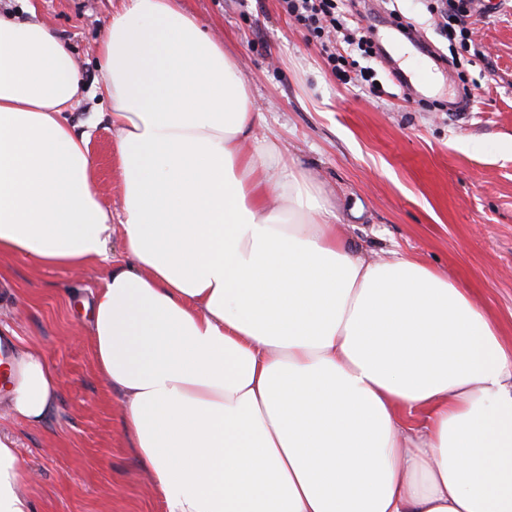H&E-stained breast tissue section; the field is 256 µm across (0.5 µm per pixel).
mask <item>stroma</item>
Here are the masks:
<instances>
[{
	"label": "stroma",
	"mask_w": 512,
	"mask_h": 512,
	"mask_svg": "<svg viewBox=\"0 0 512 512\" xmlns=\"http://www.w3.org/2000/svg\"><path fill=\"white\" fill-rule=\"evenodd\" d=\"M430 0H359L352 24L391 48L375 68L385 92L338 83L319 45L279 0H186L224 41L252 89L263 131L312 174L347 236L374 251L399 250L470 288L477 306L512 341V0H475L474 39L486 58L464 52L459 75L440 58L449 43ZM119 0H37V15L70 48L88 91L73 111L90 132L95 182L120 214L121 174L111 130L94 123L107 105L94 95L95 46ZM413 24L429 46L396 42ZM444 110L427 111L431 102ZM104 275L0 262V337L12 351L40 350L59 375L53 412L31 424L7 412L0 436L17 448L34 512H163L154 479L123 436L120 396L98 374L85 303Z\"/></svg>",
	"instance_id": "35a3bbf8"
}]
</instances>
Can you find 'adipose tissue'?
Here are the masks:
<instances>
[{
	"mask_svg": "<svg viewBox=\"0 0 512 512\" xmlns=\"http://www.w3.org/2000/svg\"><path fill=\"white\" fill-rule=\"evenodd\" d=\"M27 11L0 15V260L106 266L95 366L164 512H512V344L469 288L351 246L184 0H121L96 47L112 215L68 119L76 61ZM8 376L11 411L45 421L42 353ZM24 479L0 438V512H32Z\"/></svg>",
	"mask_w": 512,
	"mask_h": 512,
	"instance_id": "obj_1",
	"label": "adipose tissue"
}]
</instances>
